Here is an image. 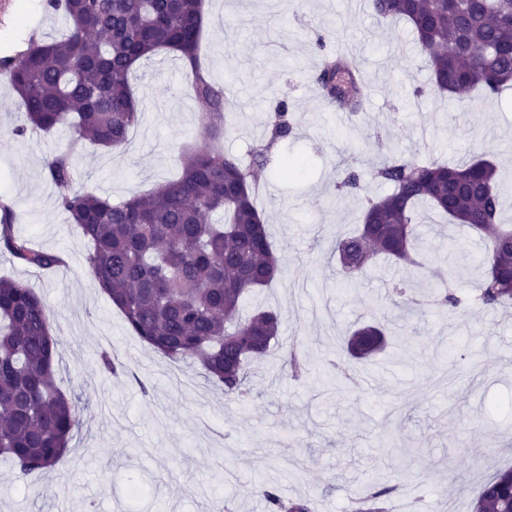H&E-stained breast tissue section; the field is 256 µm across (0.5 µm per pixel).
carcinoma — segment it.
Instances as JSON below:
<instances>
[{
	"instance_id": "carcinoma-1",
	"label": "carcinoma",
	"mask_w": 512,
	"mask_h": 512,
	"mask_svg": "<svg viewBox=\"0 0 512 512\" xmlns=\"http://www.w3.org/2000/svg\"><path fill=\"white\" fill-rule=\"evenodd\" d=\"M377 16L410 25L430 73L431 92L486 95L512 88V0H368ZM62 17L60 39L32 38L4 60L9 83L24 107L20 137L68 126L73 137L45 164L47 178L67 186L73 160L86 143L108 150L123 145L142 118L129 78L144 60L172 52L192 77L195 98L208 108L202 135L208 146L182 155L180 176L119 202L92 191L62 193L56 204L89 242L85 264L131 332L155 352L178 363L192 360L224 397L245 404L249 363L264 357L279 332L278 315L256 308L246 317L245 297L268 286L279 272L256 206L251 165L224 153L230 100L201 60L203 0H48ZM314 80L342 110L362 108L366 86L346 55L321 56ZM287 105L277 113L273 138L291 134ZM372 177L392 190L367 199L355 234L332 246L338 273L350 284L376 257L432 266L431 295L440 311L455 312L460 298L423 251L418 205L428 203L448 222L478 236L487 263L477 301L496 309L512 305V226L500 223L497 165L479 157L463 163L410 162L385 157ZM337 190L363 189L354 170ZM17 214L0 201V253L35 269L63 259L15 233ZM51 311L32 288L0 277V457L19 477L54 468L79 426L75 404L57 388V341ZM386 324L363 321L347 336L342 355L364 360L387 344ZM393 488L380 483L354 501V512H386ZM267 512H311L309 501L290 500L271 485L259 487ZM473 512H512V468L481 489Z\"/></svg>"
}]
</instances>
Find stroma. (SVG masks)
Listing matches in <instances>:
<instances>
[{
    "label": "stroma",
    "mask_w": 512,
    "mask_h": 512,
    "mask_svg": "<svg viewBox=\"0 0 512 512\" xmlns=\"http://www.w3.org/2000/svg\"><path fill=\"white\" fill-rule=\"evenodd\" d=\"M210 10L202 54L236 102L225 153L250 159L279 104L294 124L256 170L267 186L258 207L284 272L243 306L276 311L278 336L250 366L244 406L198 364L171 362L133 336L90 276L88 244L58 210L61 188L44 173L69 130L15 137L23 111L0 73V198L12 201L20 235L67 260L41 271L0 254V275L34 288L50 308L57 384L80 419L52 470L20 478L0 460V512H263V483L325 512H350L355 494L376 481L393 486L392 512H472L484 483L512 466V308L476 300L483 243L425 210L419 232L428 247L455 249L444 270L462 306L448 314L433 306L424 270L393 265L351 285L330 245L355 231L366 198L390 192L369 172L393 150L415 162L488 152L504 188L500 221L512 225V91L417 97L428 72L409 27L379 20L362 0H210ZM64 32L46 0H0V59L31 36ZM325 49L362 59L370 85L363 112L339 117L322 97L312 76ZM130 83L141 122L118 149L87 146L74 188L123 200L176 179L182 148L204 146L206 107L172 54L142 62ZM287 156L299 165L290 177ZM348 169L361 173L363 193L337 191ZM400 282L420 301L415 316L391 302ZM386 316L400 347L333 368L340 336L360 319ZM291 348L308 364L297 379L281 368ZM111 349L126 363L115 374L99 363Z\"/></svg>",
    "instance_id": "35a3bbf8"
}]
</instances>
